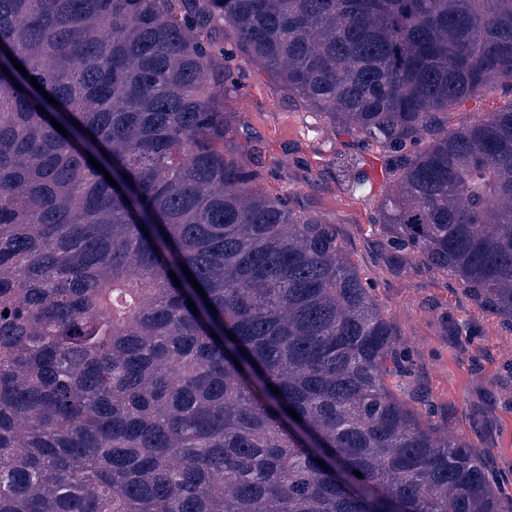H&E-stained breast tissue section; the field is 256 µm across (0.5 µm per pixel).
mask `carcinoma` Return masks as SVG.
<instances>
[{"label":"carcinoma","instance_id":"cac0c4a2","mask_svg":"<svg viewBox=\"0 0 512 512\" xmlns=\"http://www.w3.org/2000/svg\"><path fill=\"white\" fill-rule=\"evenodd\" d=\"M239 57L388 153L387 245L512 327V105L448 127L512 91V0H0V512H512L227 140ZM512 94L507 88H495L451 111L448 126L457 127L480 119L488 112H497L510 104Z\"/></svg>","mask_w":512,"mask_h":512}]
</instances>
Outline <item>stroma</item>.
I'll list each match as a JSON object with an SVG mask.
<instances>
[{"label":"stroma","instance_id":"1","mask_svg":"<svg viewBox=\"0 0 512 512\" xmlns=\"http://www.w3.org/2000/svg\"><path fill=\"white\" fill-rule=\"evenodd\" d=\"M232 134L243 158L260 147L266 187L293 208L336 227L338 238L400 335L399 359L410 376L401 395L426 397L437 420L488 452L490 467L512 478V329L479 308L450 277L396 263L377 226L392 177L386 154L363 138L333 130L319 111L281 91L265 72L242 65ZM512 104L495 88L451 111L466 125ZM361 159L370 182L351 192L338 159Z\"/></svg>","mask_w":512,"mask_h":512}]
</instances>
